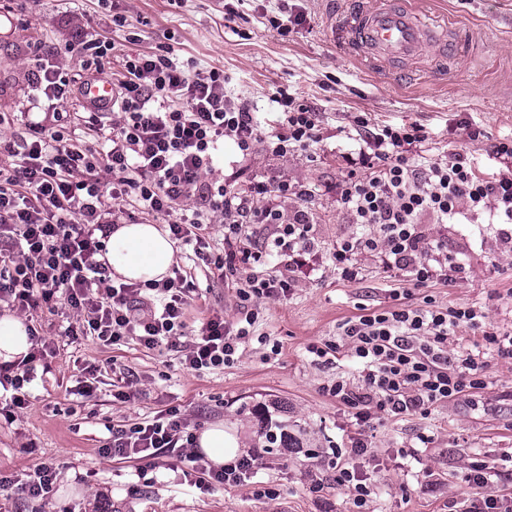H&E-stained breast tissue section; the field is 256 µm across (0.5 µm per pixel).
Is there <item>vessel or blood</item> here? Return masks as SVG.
<instances>
[{"label": "vessel or blood", "instance_id": "1", "mask_svg": "<svg viewBox=\"0 0 512 512\" xmlns=\"http://www.w3.org/2000/svg\"><path fill=\"white\" fill-rule=\"evenodd\" d=\"M348 52L364 53L370 62L389 65L416 59L430 48L446 49V33L422 20L406 0H379L373 7L354 6L332 31ZM114 89L104 79L89 81L86 100L111 104Z\"/></svg>", "mask_w": 512, "mask_h": 512}]
</instances>
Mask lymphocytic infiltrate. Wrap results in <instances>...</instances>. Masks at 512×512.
<instances>
[{
    "mask_svg": "<svg viewBox=\"0 0 512 512\" xmlns=\"http://www.w3.org/2000/svg\"><path fill=\"white\" fill-rule=\"evenodd\" d=\"M124 68L110 107L84 106L81 120L94 131V143L82 139L70 116L56 111L27 117L22 138L0 135V154L11 159L0 166V304L24 313L64 308L74 320L69 335H90L106 345L126 337L148 349L164 345L179 353L187 369H214L230 361L248 336L252 314L233 321L215 315L188 332L183 269L146 284L114 283L103 259L108 233L129 212L151 214L167 224L171 239L198 256L210 246L213 216H221L224 254L215 267L228 270L242 300L278 298L294 286L293 273L312 248L306 212L284 219L280 201L290 194L304 201L311 192L285 182L241 187L217 176L214 161L227 141L245 154L259 144L278 155L308 147L318 137V115L292 96L274 94L279 128L267 136L257 113L228 101L219 70L193 73L167 53L126 55ZM31 80L51 102L75 92L73 78L41 55ZM356 126L363 144L350 161L340 198L355 223L376 225L378 231L343 240L334 252L337 263L350 262L362 249L374 251L420 287L448 265L444 244L425 246L422 216L441 224L473 223L483 216L492 224H512L511 171L486 175L463 150L442 162H417L427 139L417 123L375 126L361 115ZM104 171L110 182H102ZM253 224L276 227L259 249L248 232ZM273 256L284 258V266L262 278L242 273V266L265 264ZM482 317L471 306L399 301L348 320L341 334L362 365L364 385L356 390L339 380L331 394L364 420L374 408L396 416L423 414L439 401L481 388L482 356L469 349L449 355L446 343L459 328H480ZM31 343L26 359L0 363L2 416H14L27 403L26 388L47 346L36 335ZM110 433L103 454L135 460L143 472L156 468L161 457H177L197 486L247 481L261 458L251 448L223 467L206 466L193 450L195 435L174 409ZM364 453L358 441L331 463L336 485L350 491L355 512H367L374 494L353 465ZM494 474L485 464L465 476V512H502Z\"/></svg>",
    "mask_w": 512,
    "mask_h": 512,
    "instance_id": "f902f5d3",
    "label": "lymphocytic infiltrate"
}]
</instances>
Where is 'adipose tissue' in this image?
Listing matches in <instances>:
<instances>
[{
	"instance_id": "obj_1",
	"label": "adipose tissue",
	"mask_w": 512,
	"mask_h": 512,
	"mask_svg": "<svg viewBox=\"0 0 512 512\" xmlns=\"http://www.w3.org/2000/svg\"><path fill=\"white\" fill-rule=\"evenodd\" d=\"M105 258L124 280L147 282L166 277L176 262L168 233L155 224H120L106 240Z\"/></svg>"
}]
</instances>
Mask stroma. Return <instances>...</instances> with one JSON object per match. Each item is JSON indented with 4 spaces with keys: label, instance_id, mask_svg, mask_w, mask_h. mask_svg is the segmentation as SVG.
I'll use <instances>...</instances> for the list:
<instances>
[{
    "label": "stroma",
    "instance_id": "stroma-1",
    "mask_svg": "<svg viewBox=\"0 0 512 512\" xmlns=\"http://www.w3.org/2000/svg\"><path fill=\"white\" fill-rule=\"evenodd\" d=\"M280 0H0V114L15 136L25 134L22 115L43 111L31 86L35 51L55 50L69 76L90 77L75 45L85 34L114 42L102 58L104 77L123 73L126 53L172 52L195 70H223L232 103L260 113L265 131L275 130L269 99L291 94L319 114L318 139L285 156L258 146L242 154L226 142L219 169L239 184L288 181L312 189L308 203L288 197L285 217L305 209L314 249L281 299L241 301L214 265L197 262L196 290L187 315L198 329L213 313L233 320L240 307L254 315L238 352L224 366L194 372L161 346L135 340L102 345L66 336V315L40 311L30 325L54 349L44 371L27 389L28 403L14 421L0 417V478L23 479L44 459L58 466L47 499L24 500L0 492V512H351L346 491L326 466L333 451L364 440L356 469L374 491V512H454L467 495L464 476L487 463L501 473L497 489L512 498V359L487 354L485 384L430 407L425 414L393 417L373 412L362 423L329 395L327 386H362L361 367L348 348L318 358L310 346L337 342L347 320L391 305L393 292L421 305H470L486 312L498 333L512 334V246L502 224H437L423 221L428 245L443 242L456 273L410 285L404 272L385 268L379 254L361 250L349 266L336 264L337 243L366 236L340 203L345 157L360 146L355 118L367 114L381 125L403 121L424 126L427 159L440 161L466 150L486 173L501 170L494 147L512 137V0H417L428 23L459 32L458 47L428 51L406 69L376 68L348 54L332 38L349 0H289L299 22L279 31L270 24ZM481 126L470 141L461 119ZM98 370L91 398L75 395L80 371ZM131 390L132 399L120 393ZM286 424L302 440L298 448L265 452L257 476L238 485L204 490L181 471L137 475L135 465L100 452L108 428L152 419L177 409L190 431L223 423L238 449L262 448L257 408ZM323 488L312 493L309 475ZM278 497L261 496L263 488Z\"/></svg>",
    "mask_w": 512,
    "mask_h": 512
}]
</instances>
